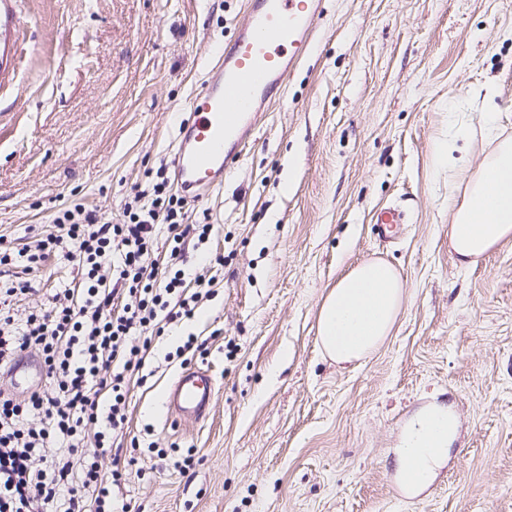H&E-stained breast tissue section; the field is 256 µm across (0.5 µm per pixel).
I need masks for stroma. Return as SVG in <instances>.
<instances>
[{
  "instance_id": "1",
  "label": "stroma",
  "mask_w": 512,
  "mask_h": 512,
  "mask_svg": "<svg viewBox=\"0 0 512 512\" xmlns=\"http://www.w3.org/2000/svg\"><path fill=\"white\" fill-rule=\"evenodd\" d=\"M311 49L223 187L192 204L214 226L187 274L217 285L131 385L128 424L101 464L125 465L129 512H512V239L475 266L448 251L436 170L455 140L472 169L495 144L475 89L493 84L512 139V0H327ZM246 18V0H0V237L51 233L73 202L113 221L171 165L183 104ZM402 211L399 241L372 217ZM381 258L405 284L390 336L358 367L317 342L337 278ZM45 303L77 285L63 254L28 275ZM204 350L180 361L187 336ZM216 379L208 418L166 408L184 367ZM458 437L427 486L394 495L397 451L423 407ZM192 456L184 470L176 462Z\"/></svg>"
}]
</instances>
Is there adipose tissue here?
Returning <instances> with one entry per match:
<instances>
[{"label": "adipose tissue", "mask_w": 512, "mask_h": 512, "mask_svg": "<svg viewBox=\"0 0 512 512\" xmlns=\"http://www.w3.org/2000/svg\"><path fill=\"white\" fill-rule=\"evenodd\" d=\"M435 162L447 168L450 178L468 181L464 198L448 199V248L466 267L512 237V140L502 141L472 178L464 159L454 157L447 145L436 148ZM403 288L396 269L384 260L353 265L320 306L317 338L323 351L337 364L351 365L378 348L402 310ZM457 428L456 416L439 404L410 422L402 437L399 465L412 484L431 478Z\"/></svg>", "instance_id": "obj_1"}]
</instances>
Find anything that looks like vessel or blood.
I'll return each instance as SVG.
<instances>
[{
    "mask_svg": "<svg viewBox=\"0 0 512 512\" xmlns=\"http://www.w3.org/2000/svg\"><path fill=\"white\" fill-rule=\"evenodd\" d=\"M235 39L214 57L186 106L173 156L182 195L201 199L223 185L266 109L283 94L324 12V0H247ZM215 382L207 370L178 374L167 407L178 420L205 419Z\"/></svg>",
    "mask_w": 512,
    "mask_h": 512,
    "instance_id": "1",
    "label": "vessel or blood"
}]
</instances>
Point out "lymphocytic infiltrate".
Instances as JSON below:
<instances>
[{
	"label": "lymphocytic infiltrate",
	"mask_w": 512,
	"mask_h": 512,
	"mask_svg": "<svg viewBox=\"0 0 512 512\" xmlns=\"http://www.w3.org/2000/svg\"><path fill=\"white\" fill-rule=\"evenodd\" d=\"M185 206L160 169L125 202L123 223L77 203L53 213V233L20 248L0 239V369L32 352L47 379L22 397L0 389V512H115L112 487L122 473L103 478L99 460L127 421L128 384L154 338L192 317L215 286L201 271L194 292L186 290L185 239L208 240L213 227L190 223ZM162 230L161 269L154 254ZM59 251L79 286L58 289L49 307L18 310L17 298L32 291L26 272Z\"/></svg>",
	"instance_id": "lymphocytic-infiltrate-1"
}]
</instances>
